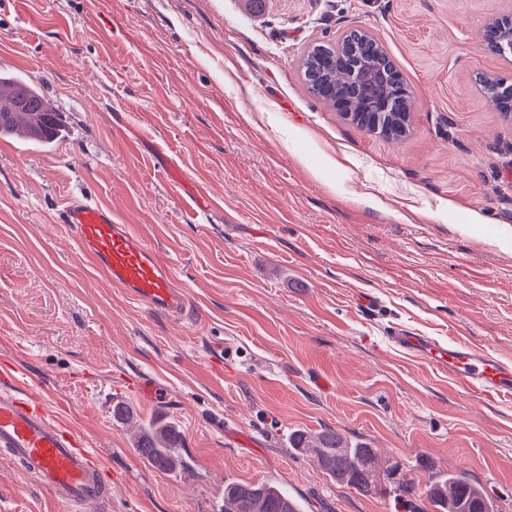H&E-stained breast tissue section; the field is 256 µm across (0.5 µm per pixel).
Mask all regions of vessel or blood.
Instances as JSON below:
<instances>
[{
  "instance_id": "vessel-or-blood-1",
  "label": "vessel or blood",
  "mask_w": 512,
  "mask_h": 512,
  "mask_svg": "<svg viewBox=\"0 0 512 512\" xmlns=\"http://www.w3.org/2000/svg\"><path fill=\"white\" fill-rule=\"evenodd\" d=\"M59 219L112 287L154 311L169 315L185 311L187 299L175 286L171 269L158 263L146 240L110 209L73 197ZM387 337L464 390L512 396V364L470 342L458 339L443 345L398 326L391 327ZM0 453L35 475L69 512H84L93 502H112L101 457L68 424L55 418L47 398L33 394L14 371L0 370Z\"/></svg>"
}]
</instances>
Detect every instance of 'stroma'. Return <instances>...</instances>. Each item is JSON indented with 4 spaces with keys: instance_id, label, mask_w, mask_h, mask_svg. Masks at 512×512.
<instances>
[{
    "instance_id": "obj_1",
    "label": "stroma",
    "mask_w": 512,
    "mask_h": 512,
    "mask_svg": "<svg viewBox=\"0 0 512 512\" xmlns=\"http://www.w3.org/2000/svg\"><path fill=\"white\" fill-rule=\"evenodd\" d=\"M510 15L512 0H0V74L66 117L44 150L0 136V365L102 457L109 512H223L231 481L276 483L302 512H435L427 485L460 472L512 512V398L464 391L386 334L512 362V119L479 84H512L480 43ZM355 27L412 92L402 141L302 81L307 48ZM81 192L170 267L183 318L95 272L59 222ZM117 404L174 421L182 468L143 461ZM326 428L376 449L386 493L332 482L290 442ZM0 512L64 510L0 457Z\"/></svg>"
}]
</instances>
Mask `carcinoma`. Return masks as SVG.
I'll return each instance as SVG.
<instances>
[{
  "label": "carcinoma",
  "instance_id": "obj_1",
  "mask_svg": "<svg viewBox=\"0 0 512 512\" xmlns=\"http://www.w3.org/2000/svg\"><path fill=\"white\" fill-rule=\"evenodd\" d=\"M399 73L393 59L372 37L355 32L341 46L325 45L307 54L302 77L309 92L334 106L342 100L358 119L356 126L399 141L408 131L410 92L392 88L389 77ZM25 115L28 137L45 145L57 139L55 112L41 90L24 77H0V134H11L17 113ZM181 434L174 426L156 423L142 429L137 452L157 468L171 471L179 464ZM296 442L309 448L336 483L365 493L384 491L375 449L352 447L339 430L327 428ZM443 512H493L490 497L464 475H451L427 490ZM224 512H300L288 492L267 484L230 482L224 485Z\"/></svg>",
  "mask_w": 512,
  "mask_h": 512
}]
</instances>
